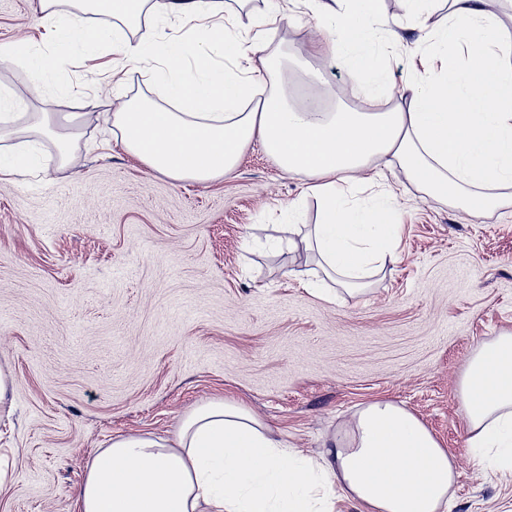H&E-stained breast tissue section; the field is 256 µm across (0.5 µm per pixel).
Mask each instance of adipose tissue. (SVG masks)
Wrapping results in <instances>:
<instances>
[{"label": "adipose tissue", "mask_w": 512, "mask_h": 512, "mask_svg": "<svg viewBox=\"0 0 512 512\" xmlns=\"http://www.w3.org/2000/svg\"><path fill=\"white\" fill-rule=\"evenodd\" d=\"M484 0H450L448 22L423 43L441 66L415 84L406 106L384 112H327L318 95L289 110L274 72L255 75L262 33L241 37L204 19L224 0H37L39 23L60 35L61 49L82 55L107 47L114 62H138L149 81L178 103L173 112L144 98L112 115V139L150 169L176 180L205 182L230 174L243 148L259 141L281 168L307 177V193L322 217L299 246L316 251L324 276L357 293L376 269L394 261L396 227L381 223L392 206L382 194L368 206L348 200L353 174L373 163L400 166L437 197H465L482 211L488 188L512 186V38ZM191 21L183 40L158 44L142 25L158 12ZM111 19L107 30L73 37L90 17ZM467 47L470 65H456ZM230 51L234 67L211 53ZM331 52L347 60L375 100L389 78L367 39L333 38ZM32 87L50 68L38 52L16 57L0 45V110L13 64ZM468 446L482 472L512 473V332L478 346L459 383ZM455 460L406 408L373 400L310 458L273 436L250 408L223 399L190 408L175 439L128 434L92 457L76 498L77 512H313L316 488L334 487L357 512H448Z\"/></svg>", "instance_id": "adipose-tissue-1"}]
</instances>
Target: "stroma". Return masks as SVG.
<instances>
[{
	"instance_id": "stroma-1",
	"label": "stroma",
	"mask_w": 512,
	"mask_h": 512,
	"mask_svg": "<svg viewBox=\"0 0 512 512\" xmlns=\"http://www.w3.org/2000/svg\"><path fill=\"white\" fill-rule=\"evenodd\" d=\"M224 0V26L263 23L286 103L321 91L331 112H367L345 63L324 44L314 0ZM388 56L393 97L434 68L421 36L445 10L409 19L403 0H350ZM34 47L55 65L32 89L16 67L13 126L47 110L86 113L68 156L38 139V174L0 175V512H75L95 452L131 433L174 437L190 407L225 398L257 412L278 438L317 454L362 404L395 402L453 455L452 512H512V475L477 473L458 381L474 349L512 331V187L476 213L424 195L401 168L356 180L354 200L394 192L397 257L365 292L317 297L315 258L267 247L288 210H320L307 179L285 174L259 142L232 174L178 181L107 145L121 100L157 98L136 65L107 49L61 54L36 28L32 0H0V43Z\"/></svg>"
}]
</instances>
